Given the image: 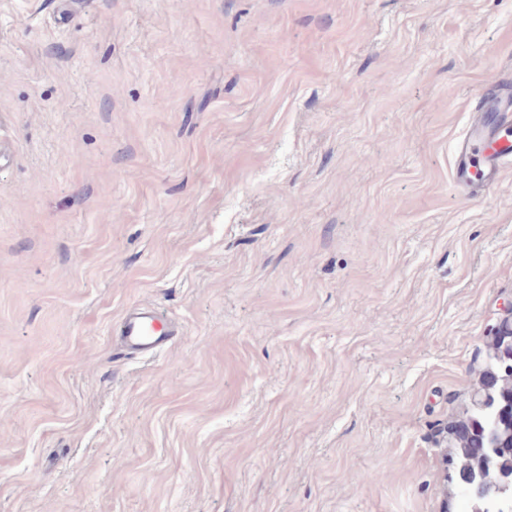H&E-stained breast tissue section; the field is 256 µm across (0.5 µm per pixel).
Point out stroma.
Instances as JSON below:
<instances>
[{
    "label": "stroma",
    "mask_w": 512,
    "mask_h": 512,
    "mask_svg": "<svg viewBox=\"0 0 512 512\" xmlns=\"http://www.w3.org/2000/svg\"><path fill=\"white\" fill-rule=\"evenodd\" d=\"M511 79L512 0H0V512H465ZM488 102L480 99L476 104L478 123L457 146L456 181L461 188L469 191L476 187L489 190L502 167L512 162V141L504 136H496L488 127L485 112L489 107ZM113 334L126 351L156 356L179 335V330L151 305H141L130 308L114 324Z\"/></svg>",
    "instance_id": "1"
}]
</instances>
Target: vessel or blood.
Returning a JSON list of instances; mask_svg holds the SVG:
<instances>
[{"label": "vessel or blood", "mask_w": 512, "mask_h": 512, "mask_svg": "<svg viewBox=\"0 0 512 512\" xmlns=\"http://www.w3.org/2000/svg\"><path fill=\"white\" fill-rule=\"evenodd\" d=\"M488 101L476 105L477 124L457 146L455 177L466 190L490 189L502 167L512 162V140L496 136L488 127ZM123 348L133 354L160 353L179 331L165 315L149 305L130 308L113 326Z\"/></svg>", "instance_id": "obj_1"}]
</instances>
